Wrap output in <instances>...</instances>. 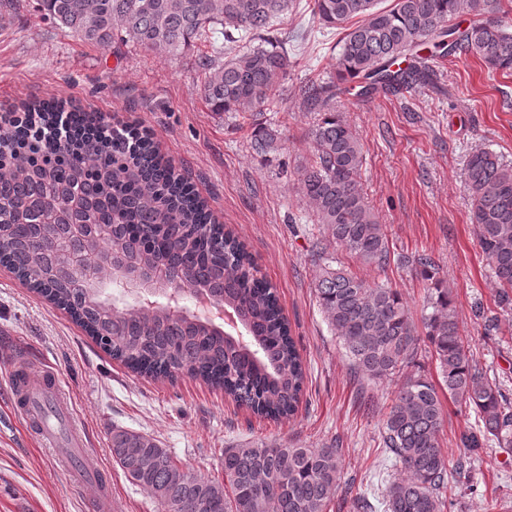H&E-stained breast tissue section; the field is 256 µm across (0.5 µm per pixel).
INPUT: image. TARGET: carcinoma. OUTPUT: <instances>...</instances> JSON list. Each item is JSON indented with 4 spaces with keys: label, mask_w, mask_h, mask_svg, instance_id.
Masks as SVG:
<instances>
[{
    "label": "carcinoma",
    "mask_w": 512,
    "mask_h": 512,
    "mask_svg": "<svg viewBox=\"0 0 512 512\" xmlns=\"http://www.w3.org/2000/svg\"><path fill=\"white\" fill-rule=\"evenodd\" d=\"M49 20L83 43L107 49L115 40L158 55L177 56L199 41L202 93L212 111L242 117L273 101L290 64L288 40L263 39L294 0H37ZM314 0L325 26L349 20L335 71L309 81L298 95L315 113L312 155L296 168L322 250L340 246L385 271L391 252L385 231L361 187L363 147L336 97L357 90L380 94L433 83L434 71L417 48L436 57L480 59L489 70L512 74V25L501 0ZM461 14L476 17L460 29ZM246 39L264 43L245 51ZM22 122L0 131V264L65 310L110 356L154 379L188 374L224 390L236 405L273 420L292 417L305 369L275 288L259 276L252 255L232 231L216 223L209 205L160 154L150 133L126 124L109 128L72 110L68 137L48 132L64 105H22ZM252 149H278L276 131L260 127ZM466 181L471 223L499 285L498 306L512 305V167L487 150L470 154ZM36 209L42 223L27 224ZM325 258L315 296L329 328L357 373L371 380L414 365L428 342L438 381L406 374L383 421L382 445L398 476L370 500L355 493L359 512H444L448 485L474 490L471 469L479 450L494 441L512 448V403L500 384L473 362L448 286L431 255L410 265L429 282L416 330L400 291L371 285ZM155 287L159 297L214 291L239 323L226 335L176 315L167 303L129 307L111 282ZM472 409L478 428L460 436L463 453L453 469L441 448L443 396ZM112 460L145 490L159 512H327L343 483L344 450L262 444L224 449V482L202 478L144 434L112 430Z\"/></svg>",
    "instance_id": "1"
}]
</instances>
